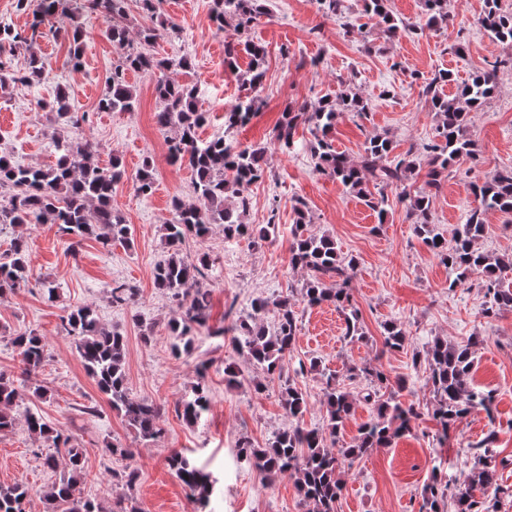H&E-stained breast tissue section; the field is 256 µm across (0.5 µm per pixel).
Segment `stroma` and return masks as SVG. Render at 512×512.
I'll return each instance as SVG.
<instances>
[{
  "mask_svg": "<svg viewBox=\"0 0 512 512\" xmlns=\"http://www.w3.org/2000/svg\"><path fill=\"white\" fill-rule=\"evenodd\" d=\"M211 5L212 0H163L161 15L179 33L153 47L157 56L166 59H190V68L172 70L171 75L197 87V107L208 115L199 130L204 140L223 135L224 111L244 96L239 75L249 62L242 54L234 67L225 65L224 45L238 41L239 35L231 23L216 30ZM483 8L484 0H449V26L390 40L365 16L362 0H340L334 20L323 16L317 0H267V15L249 32L250 39L267 49V72L259 92L260 112L236 137L241 143L268 148L269 177L246 190L247 221L274 223L275 238L256 245L246 240L228 242L216 227L205 238H187L181 253L191 260L203 255L210 260L206 286L211 290L209 324L214 328L230 326L226 310L245 314L255 297L290 296V287L304 283V271L288 263L295 201L306 204L311 233L333 237L341 253L356 258L352 295L361 310L363 341L345 337L344 320L334 306L310 308L290 296L297 334L287 374L307 400V410L297 421L288 418L281 406L278 382L255 392L251 383L255 372L229 339L201 334L190 354L172 353L168 324L179 308L156 288L154 270L168 257L161 226L173 217V198L193 202L194 174L187 166L172 164L167 156L168 133L156 123L152 77L128 73L127 80L137 92L132 111H97L96 103L121 51L106 38L103 19L80 8L74 18L58 19L60 28H69L74 21L82 27L80 67H72L61 39L40 37L33 49L16 50L10 58L12 72L26 70L33 50L46 59L47 69L41 82H16L0 93V155L24 166L49 167L58 159L56 139L90 143L100 166L117 159L126 169L124 182L112 196V208L130 227L128 243L108 248L92 237L72 246L49 223L0 231V254L14 237L24 235L32 269L26 288L0 297V372L19 373L11 343L16 333L43 336L49 348L46 365L32 374L14 410L18 418L14 429L0 434V485L27 483L26 512H46L44 494L59 477L43 466L38 454L41 442L26 428L23 417L29 409L83 450L87 471L83 492L105 512L130 496L143 512H194L189 490L167 466L175 450L190 453L216 478L206 512H307L294 479L263 478L237 458V442L245 436L262 447L274 433L293 424L321 427L329 373L353 397L352 414L343 430L344 441H352L359 425L377 414L376 402L365 399L372 384L350 373L351 367L364 364L377 366L390 381L402 382L401 401L417 406L420 414L410 431L390 447L343 462V491L336 512H418L433 469L441 468L449 480L463 481L469 471L466 448L491 433L496 436L493 462L503 489L497 512H512V311L485 317L479 275L449 287L447 265L414 233L396 188H386V213L377 217L355 193L316 170L314 138L307 126L297 128L291 152H281L274 142L285 106L314 105L351 91L364 98L367 110L339 113L331 135L334 147L350 159L360 160L366 140L376 134L391 137L401 154L411 144L432 139L436 116L422 94L426 82L438 71H450L452 80L443 91L452 95L477 68L512 54V47L493 40L476 25ZM60 91L68 96L73 111L85 115L78 127L58 124L54 113L31 110V99L50 101ZM471 133L480 149L479 167L470 169L462 160L449 166L448 179L432 204L433 222L448 239L474 205L468 182L512 166V72H499L494 96L472 115ZM146 158L153 163L156 179L155 190L147 197L136 189V176ZM47 282L58 288L51 301L43 290ZM115 283L136 288L134 302L113 303L109 287ZM85 305L95 310L103 327L126 336L130 391L162 408V433L155 440L142 441L112 411L79 361L71 339L62 333V316ZM387 321L402 328L404 349L384 347L382 325ZM474 336L480 343L474 353L473 382L494 391V413L472 411L450 430L446 441H437L429 370L421 354L434 338L460 343ZM313 360L317 371L299 372V363ZM202 365L207 368L203 374L198 371ZM229 366L239 371L241 382H229L225 373ZM201 378L209 388V408L189 425L176 406ZM35 387L46 390L45 399L33 397ZM90 406L97 407V414H87ZM109 443L131 449L132 458L110 454L105 449ZM128 465L139 473L130 489L114 478Z\"/></svg>",
  "mask_w": 512,
  "mask_h": 512,
  "instance_id": "obj_1",
  "label": "stroma"
}]
</instances>
